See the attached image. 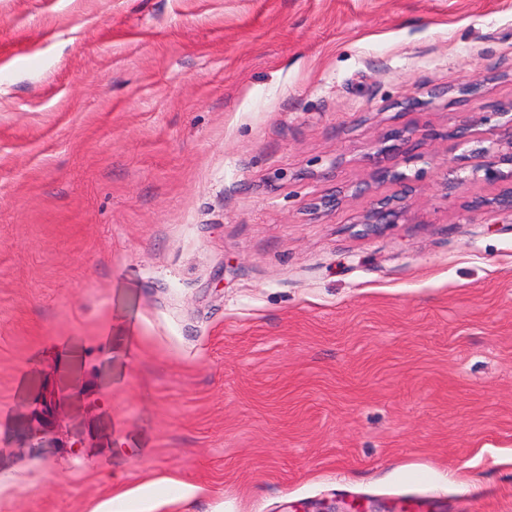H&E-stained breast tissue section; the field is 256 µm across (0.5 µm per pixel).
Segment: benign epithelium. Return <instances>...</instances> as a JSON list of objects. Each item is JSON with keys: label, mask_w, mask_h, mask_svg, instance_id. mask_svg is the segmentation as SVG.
<instances>
[{"label": "benign epithelium", "mask_w": 512, "mask_h": 512, "mask_svg": "<svg viewBox=\"0 0 512 512\" xmlns=\"http://www.w3.org/2000/svg\"><path fill=\"white\" fill-rule=\"evenodd\" d=\"M492 115L505 119L501 125L499 136L487 139L488 145L478 149L477 161L473 165L471 173L461 178V182L465 183L481 178L492 183H507V186L495 197L481 200L477 202V205L512 213V101L496 105L491 115H485L483 119L488 120ZM415 135L416 128L414 127L393 128L387 131L385 139L405 146L412 142ZM503 165H509L511 169L504 171L501 169ZM372 179L375 183L383 184L390 181H401L404 179V175L392 167L381 166L374 168ZM403 209V198L385 196L377 200L375 206L364 215L361 223L370 226L396 224L402 217Z\"/></svg>", "instance_id": "benign-epithelium-1"}]
</instances>
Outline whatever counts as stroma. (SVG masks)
I'll return each mask as SVG.
<instances>
[{"instance_id": "obj_1", "label": "stroma", "mask_w": 512, "mask_h": 512, "mask_svg": "<svg viewBox=\"0 0 512 512\" xmlns=\"http://www.w3.org/2000/svg\"><path fill=\"white\" fill-rule=\"evenodd\" d=\"M511 99L512 0H0V512H512V214L441 137ZM404 197H382L360 221L365 225L396 224L402 217ZM157 485L155 481L131 490L115 488L110 496L95 505L90 512H152L149 495Z\"/></svg>"}]
</instances>
